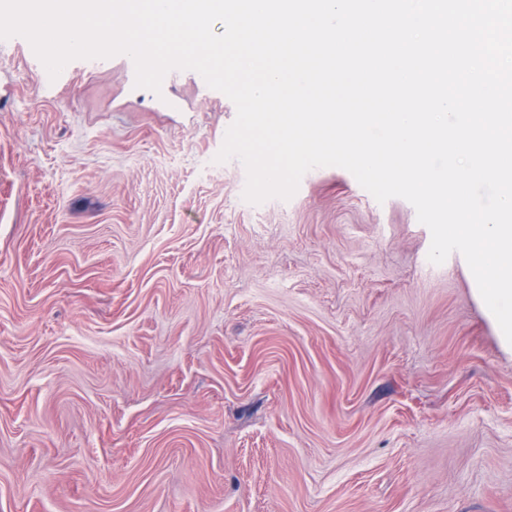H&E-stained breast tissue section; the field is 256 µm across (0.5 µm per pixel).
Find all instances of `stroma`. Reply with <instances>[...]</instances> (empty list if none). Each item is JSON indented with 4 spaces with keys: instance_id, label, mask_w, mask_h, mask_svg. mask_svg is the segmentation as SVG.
I'll return each instance as SVG.
<instances>
[{
    "instance_id": "stroma-1",
    "label": "stroma",
    "mask_w": 512,
    "mask_h": 512,
    "mask_svg": "<svg viewBox=\"0 0 512 512\" xmlns=\"http://www.w3.org/2000/svg\"><path fill=\"white\" fill-rule=\"evenodd\" d=\"M0 40V512H512V354L414 207L200 176L236 108Z\"/></svg>"
}]
</instances>
